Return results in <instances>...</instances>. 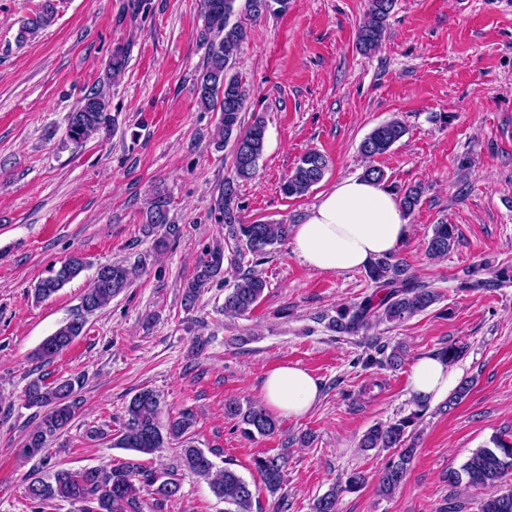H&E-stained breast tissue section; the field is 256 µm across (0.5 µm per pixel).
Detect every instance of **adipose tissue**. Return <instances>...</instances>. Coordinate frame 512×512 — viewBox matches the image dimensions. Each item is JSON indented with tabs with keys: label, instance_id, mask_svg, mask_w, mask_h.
<instances>
[{
	"label": "adipose tissue",
	"instance_id": "obj_1",
	"mask_svg": "<svg viewBox=\"0 0 512 512\" xmlns=\"http://www.w3.org/2000/svg\"><path fill=\"white\" fill-rule=\"evenodd\" d=\"M409 234L397 196L381 183L349 177L323 194L301 224L294 227L293 253L311 268L341 272L363 268L378 256L395 252ZM458 373L436 355L419 357L411 368L410 390L415 397L435 401L458 384ZM318 381L296 365L267 373L265 404L280 415H305L319 395Z\"/></svg>",
	"mask_w": 512,
	"mask_h": 512
}]
</instances>
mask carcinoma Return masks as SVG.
I'll return each mask as SVG.
<instances>
[{
  "mask_svg": "<svg viewBox=\"0 0 512 512\" xmlns=\"http://www.w3.org/2000/svg\"><path fill=\"white\" fill-rule=\"evenodd\" d=\"M203 0L205 31L212 35L206 60L194 83L197 103L204 109L219 106L220 118L213 136L214 145L221 149L232 144L233 171L224 179V189L218 204L224 228L236 245L235 263L246 257L260 263L271 248L288 234V225L254 222L246 224L240 216L238 185L253 178L259 168L266 140V123L257 115L248 126L242 125L241 112L246 107L249 91L241 78L231 70L247 38L245 20L250 17L277 15L288 10L290 0ZM395 0H369L367 19L359 27L357 46L363 54L376 51L385 37L386 20ZM54 0H44L42 10L22 26L20 37L34 34L54 20ZM128 62L127 49L118 46L106 65L108 77L120 75ZM109 101L100 90H91L80 105L68 115L67 135L81 143L108 128L111 115ZM407 133L406 125L391 119L375 127L361 142L360 153L373 159L388 152ZM329 159L316 150L304 153L284 178L280 191L287 197H300L309 192L325 176ZM422 197L420 187L413 185L400 192L405 214L413 213ZM147 232L164 230L155 246H167V237L179 236V228L169 223V200L162 192L154 193L145 212ZM457 227L442 222L433 225L426 245L431 257L448 255L456 241ZM224 265V251L219 247L205 250L199 257L193 277L182 291L185 308H192L202 289L218 276ZM84 269L83 258L75 254L59 267L49 271L34 288L35 297L47 299L75 279ZM142 268L137 263L113 262L101 266L91 287L81 298L77 311L54 333L46 337L35 351L36 359L49 362L83 335L88 317L106 307L112 299L129 288ZM366 274L372 291L360 301L342 305L331 318L330 328L342 336H356L380 322L401 323L427 310L438 294L414 281L402 261L395 255L378 257L370 262ZM267 281L250 269L238 273L235 282L224 292V315L239 318L249 314L260 302ZM78 378H66L47 383L31 381L25 390L26 405L38 409L37 424L28 432L23 451L28 456L46 453L68 429L79 407L76 387ZM418 410L388 425L370 428L362 437L360 447L397 448V457L390 460L378 475L377 491L389 497L403 484L413 460L415 446L409 428L414 426L424 410ZM227 415L237 417L247 436H269L278 431L277 420L262 406L241 408L237 402L225 406ZM161 395L143 388L136 393L125 409L118 447L142 455H154L167 445L180 447L178 467L203 479L214 497L224 503V512H253L256 494L263 489L270 495L282 490L286 457L280 453L256 460L259 482H250L229 467H219L212 460L214 450L205 451L193 446L194 416L189 412L162 422ZM493 446L473 450L458 470L448 472V482L461 483L468 488L495 486L496 495L481 503L480 512H512V441L492 439ZM150 491L152 512H165L168 502L180 492L176 470L149 471L141 464L124 461L88 467L80 470L59 468L48 478H30L25 497L32 512L54 500H65L78 506V512H140L141 493ZM342 489L333 487L313 504V512H336V502Z\"/></svg>",
  "mask_w": 512,
  "mask_h": 512,
  "instance_id": "carcinoma-1",
  "label": "carcinoma"
}]
</instances>
